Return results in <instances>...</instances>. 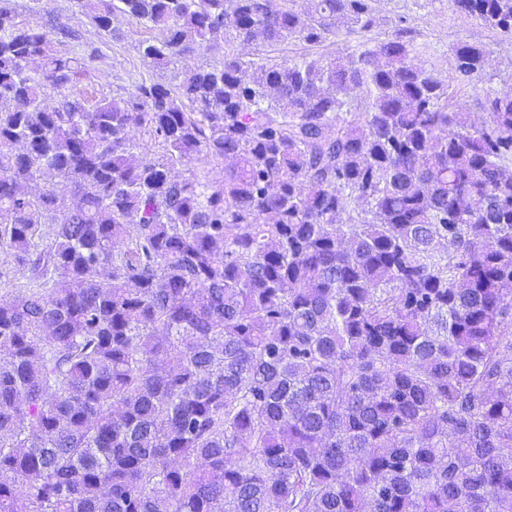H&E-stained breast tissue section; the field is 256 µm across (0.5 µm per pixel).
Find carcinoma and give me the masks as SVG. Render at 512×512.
I'll use <instances>...</instances> for the list:
<instances>
[{
    "label": "carcinoma",
    "instance_id": "obj_1",
    "mask_svg": "<svg viewBox=\"0 0 512 512\" xmlns=\"http://www.w3.org/2000/svg\"><path fill=\"white\" fill-rule=\"evenodd\" d=\"M97 2L105 34L163 31L155 66L224 53L48 106L97 51L0 4V251L29 280L0 298V512H512V95L472 123L403 30L239 52L367 32V0ZM454 4L512 36V0Z\"/></svg>",
    "mask_w": 512,
    "mask_h": 512
}]
</instances>
